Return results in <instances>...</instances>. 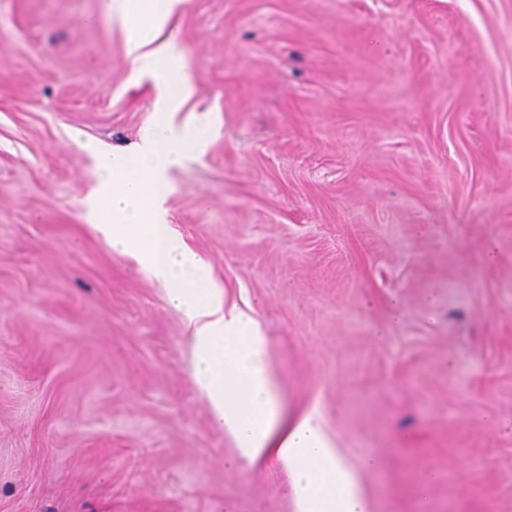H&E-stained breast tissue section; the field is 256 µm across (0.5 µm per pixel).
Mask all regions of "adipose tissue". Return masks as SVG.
I'll return each instance as SVG.
<instances>
[{
  "instance_id": "1",
  "label": "adipose tissue",
  "mask_w": 512,
  "mask_h": 512,
  "mask_svg": "<svg viewBox=\"0 0 512 512\" xmlns=\"http://www.w3.org/2000/svg\"><path fill=\"white\" fill-rule=\"evenodd\" d=\"M177 3L124 0L129 50L143 53L160 86L159 122L129 151L87 144L98 181L88 214L113 252L132 257L166 287L193 331L192 376L215 425L251 460L273 455L288 465L296 512H367L355 472L327 435L320 410L283 411L257 322L211 287L209 263L169 228L168 172L201 152L209 134L206 117L189 128L173 120L189 92L180 49L161 37ZM106 211L112 221L100 223Z\"/></svg>"
}]
</instances>
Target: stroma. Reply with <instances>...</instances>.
<instances>
[{
    "mask_svg": "<svg viewBox=\"0 0 512 512\" xmlns=\"http://www.w3.org/2000/svg\"><path fill=\"white\" fill-rule=\"evenodd\" d=\"M206 115L170 227L318 408L368 512H512V0H181ZM157 83L104 0H0V512H295L117 255L79 143L129 148Z\"/></svg>",
    "mask_w": 512,
    "mask_h": 512,
    "instance_id": "1",
    "label": "stroma"
}]
</instances>
